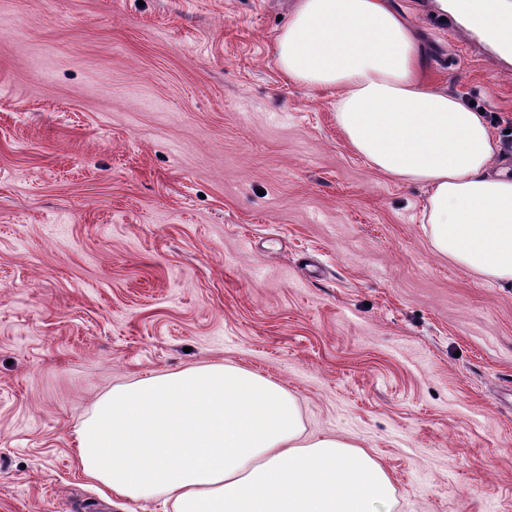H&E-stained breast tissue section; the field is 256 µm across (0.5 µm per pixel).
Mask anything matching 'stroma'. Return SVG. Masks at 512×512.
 I'll list each match as a JSON object with an SVG mask.
<instances>
[{"mask_svg": "<svg viewBox=\"0 0 512 512\" xmlns=\"http://www.w3.org/2000/svg\"><path fill=\"white\" fill-rule=\"evenodd\" d=\"M293 2L0 0V512H174L85 477L76 430L206 364L373 456L391 512H512V286L436 252L425 188L280 70ZM391 3L427 82L512 130V72Z\"/></svg>", "mask_w": 512, "mask_h": 512, "instance_id": "1", "label": "stroma"}]
</instances>
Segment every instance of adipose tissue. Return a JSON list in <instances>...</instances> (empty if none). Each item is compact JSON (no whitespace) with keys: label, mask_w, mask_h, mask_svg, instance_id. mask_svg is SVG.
<instances>
[{"label":"adipose tissue","mask_w":512,"mask_h":512,"mask_svg":"<svg viewBox=\"0 0 512 512\" xmlns=\"http://www.w3.org/2000/svg\"><path fill=\"white\" fill-rule=\"evenodd\" d=\"M280 69L336 92L337 123L376 171L427 190L435 250L512 284V172L483 114L423 82L415 31L388 0H296ZM83 473L175 512H390L389 473L347 439L305 436L294 396L224 364L104 395L76 436Z\"/></svg>","instance_id":"1"}]
</instances>
